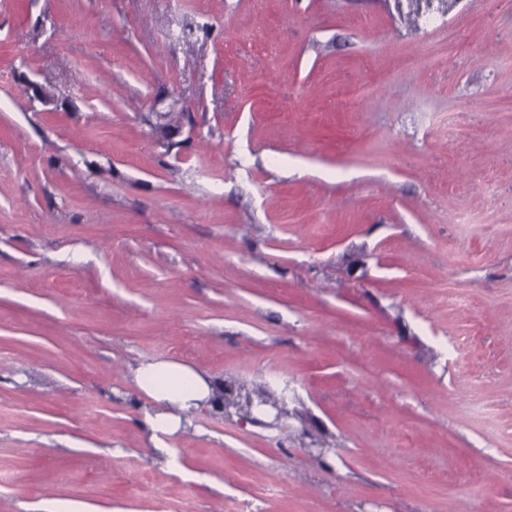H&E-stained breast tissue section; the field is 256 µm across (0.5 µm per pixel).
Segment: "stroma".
I'll return each mask as SVG.
<instances>
[{
    "mask_svg": "<svg viewBox=\"0 0 512 512\" xmlns=\"http://www.w3.org/2000/svg\"><path fill=\"white\" fill-rule=\"evenodd\" d=\"M146 358L224 400L162 457ZM0 475V512H512V0H0Z\"/></svg>",
    "mask_w": 512,
    "mask_h": 512,
    "instance_id": "obj_1",
    "label": "stroma"
}]
</instances>
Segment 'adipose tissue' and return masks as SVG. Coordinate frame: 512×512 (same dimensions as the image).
Segmentation results:
<instances>
[{"label":"adipose tissue","instance_id":"1","mask_svg":"<svg viewBox=\"0 0 512 512\" xmlns=\"http://www.w3.org/2000/svg\"><path fill=\"white\" fill-rule=\"evenodd\" d=\"M132 376L150 400L141 410L140 421L154 435L177 434L192 411L219 402L218 388L210 376L178 362L144 359L133 368Z\"/></svg>","mask_w":512,"mask_h":512}]
</instances>
